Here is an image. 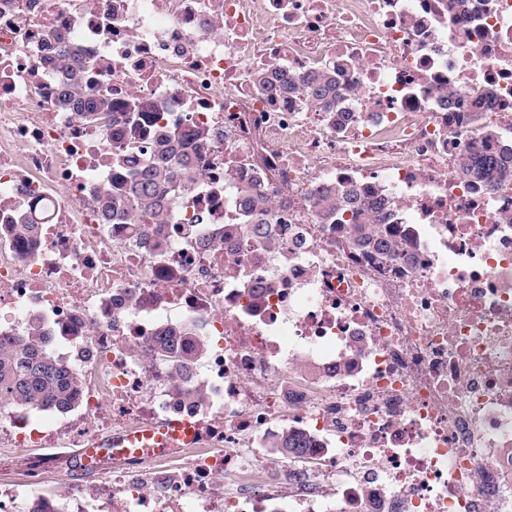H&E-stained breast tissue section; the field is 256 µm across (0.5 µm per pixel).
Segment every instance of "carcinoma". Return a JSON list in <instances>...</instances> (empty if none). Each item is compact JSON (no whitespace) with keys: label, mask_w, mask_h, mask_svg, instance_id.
Segmentation results:
<instances>
[{"label":"carcinoma","mask_w":512,"mask_h":512,"mask_svg":"<svg viewBox=\"0 0 512 512\" xmlns=\"http://www.w3.org/2000/svg\"><path fill=\"white\" fill-rule=\"evenodd\" d=\"M312 102L331 106L339 100L336 78L329 72L313 76L306 83ZM175 170L162 160L144 164L125 190V199L108 194L101 201L104 216L109 217L121 203H126L138 217L151 224H167L170 215L168 197L174 180L184 177L190 181L194 168L188 157L179 159ZM460 172L471 178L496 174L499 182L512 183V149L488 150L462 158ZM239 203L245 218L255 224L268 223V197L250 185L237 187ZM314 208L325 219L336 215L343 224V215L361 216V223L352 225L351 239L358 248L382 258H399L409 246L405 234L392 229L394 213L382 198H370L351 184H338L323 189L314 200ZM44 334L39 324L31 325L23 336H0V398H8L39 407L67 410L76 404L79 387L78 373L69 364L43 346ZM199 344H190L184 333L165 330L152 341L150 351L167 360L173 375L179 380L189 378ZM308 438L301 432L284 429L269 442L271 453L282 457L301 454Z\"/></svg>","instance_id":"1"}]
</instances>
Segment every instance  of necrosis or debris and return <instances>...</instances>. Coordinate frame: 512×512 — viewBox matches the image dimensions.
<instances>
[{"label": "necrosis or debris", "mask_w": 512, "mask_h": 512, "mask_svg": "<svg viewBox=\"0 0 512 512\" xmlns=\"http://www.w3.org/2000/svg\"><path fill=\"white\" fill-rule=\"evenodd\" d=\"M67 46L109 117L60 105ZM325 71L334 109L306 92ZM488 126L512 143V0H0V336L40 320L81 379L61 415L0 401V441L194 428L178 467L144 452L60 490L72 512H512V184L459 171ZM169 129L195 163L170 223L104 217ZM340 181L388 201L407 257L320 219ZM180 327L209 343L198 404L149 352ZM283 428L305 458L266 454ZM237 195L244 217L249 224H268V197L257 192L251 185H239ZM256 219L254 222L252 220Z\"/></svg>", "instance_id": "4bbe7bcc"}]
</instances>
